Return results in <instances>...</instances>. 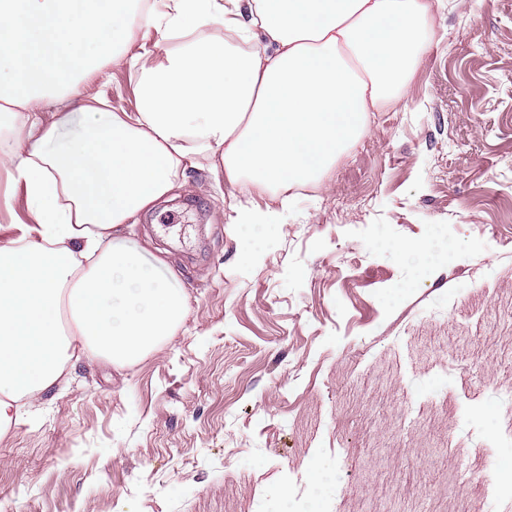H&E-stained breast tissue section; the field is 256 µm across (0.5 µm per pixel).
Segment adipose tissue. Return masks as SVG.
<instances>
[{
    "mask_svg": "<svg viewBox=\"0 0 512 512\" xmlns=\"http://www.w3.org/2000/svg\"><path fill=\"white\" fill-rule=\"evenodd\" d=\"M215 20L223 36L198 37ZM433 20L428 0H0V167L34 218L0 244V433L76 355L130 365L181 324L184 290L124 225L217 160L248 199L238 223L277 226L402 98ZM144 29L186 43L131 53ZM106 57L137 70L135 111L82 96ZM78 113L84 135L56 148Z\"/></svg>",
    "mask_w": 512,
    "mask_h": 512,
    "instance_id": "ef3b65f1",
    "label": "adipose tissue"
}]
</instances>
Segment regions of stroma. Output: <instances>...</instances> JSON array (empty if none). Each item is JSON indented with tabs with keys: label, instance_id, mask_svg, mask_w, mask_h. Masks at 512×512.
<instances>
[{
	"label": "stroma",
	"instance_id": "obj_1",
	"mask_svg": "<svg viewBox=\"0 0 512 512\" xmlns=\"http://www.w3.org/2000/svg\"><path fill=\"white\" fill-rule=\"evenodd\" d=\"M404 96L273 230L208 166L139 214L188 297L135 364L70 362L0 435V512H512V0H443ZM137 74L82 87L136 109ZM448 241L411 261L415 240ZM260 250L247 263L243 252Z\"/></svg>",
	"mask_w": 512,
	"mask_h": 512
}]
</instances>
